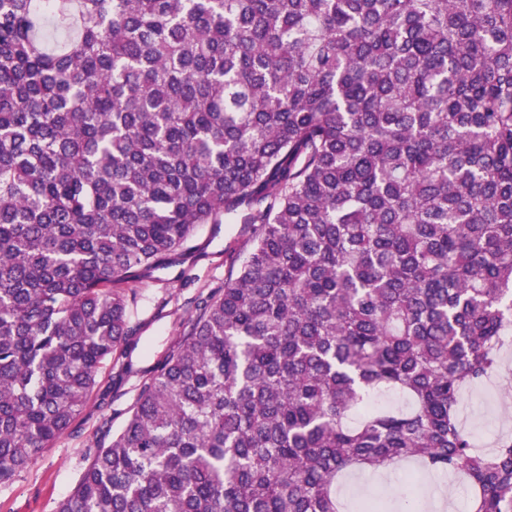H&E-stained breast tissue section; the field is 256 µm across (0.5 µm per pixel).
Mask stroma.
<instances>
[{
	"label": "stroma",
	"mask_w": 512,
	"mask_h": 512,
	"mask_svg": "<svg viewBox=\"0 0 512 512\" xmlns=\"http://www.w3.org/2000/svg\"><path fill=\"white\" fill-rule=\"evenodd\" d=\"M250 228L241 219L196 225L192 237L172 261L135 285L131 307L134 334L126 345L127 357L106 362L88 407L72 428L45 449L12 483L0 486V512H54L68 497L86 465L89 448L103 443L102 416L120 429L147 377L183 333L194 302L223 287L232 266L238 265L249 247ZM512 413V386L496 380L469 388L458 417L478 448L491 449L497 439L512 433L504 415ZM340 489L349 497H369L385 491H403L400 471L377 477L363 472L342 479Z\"/></svg>",
	"instance_id": "35a3bbf8"
}]
</instances>
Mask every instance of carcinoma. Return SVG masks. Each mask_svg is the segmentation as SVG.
I'll return each instance as SVG.
<instances>
[{
  "label": "carcinoma",
  "mask_w": 512,
  "mask_h": 512,
  "mask_svg": "<svg viewBox=\"0 0 512 512\" xmlns=\"http://www.w3.org/2000/svg\"><path fill=\"white\" fill-rule=\"evenodd\" d=\"M244 211L55 512H345L405 462L512 512V434L456 414L512 346V0H0V485L133 335L125 286ZM386 489L390 490L392 493L397 491V494L394 495V500L390 504V510H398L400 500L402 505L400 510H403V502L401 496L405 494V489L400 469L391 471L384 477H377L369 474L368 472H363L351 479L344 477L339 484V494L347 504V510H349L348 512L356 511H354L355 509L351 507L350 502L346 496L348 498L369 497L380 493L382 494L383 498L386 499Z\"/></svg>",
  "instance_id": "1"
}]
</instances>
